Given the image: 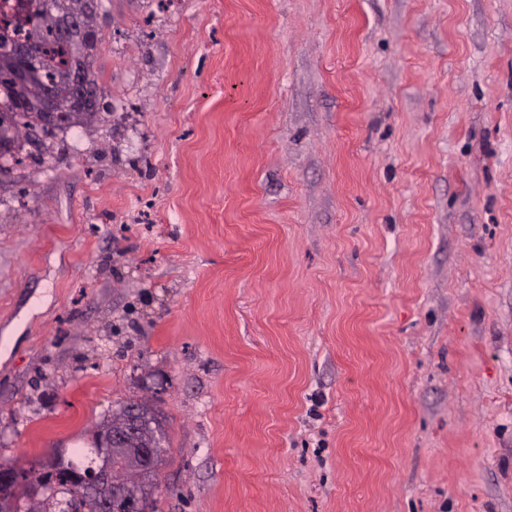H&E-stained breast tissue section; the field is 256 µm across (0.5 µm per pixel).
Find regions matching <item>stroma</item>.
<instances>
[{
	"label": "stroma",
	"mask_w": 512,
	"mask_h": 512,
	"mask_svg": "<svg viewBox=\"0 0 512 512\" xmlns=\"http://www.w3.org/2000/svg\"><path fill=\"white\" fill-rule=\"evenodd\" d=\"M107 109L0 174V463L152 396L153 512H512V0H102Z\"/></svg>",
	"instance_id": "1"
}]
</instances>
